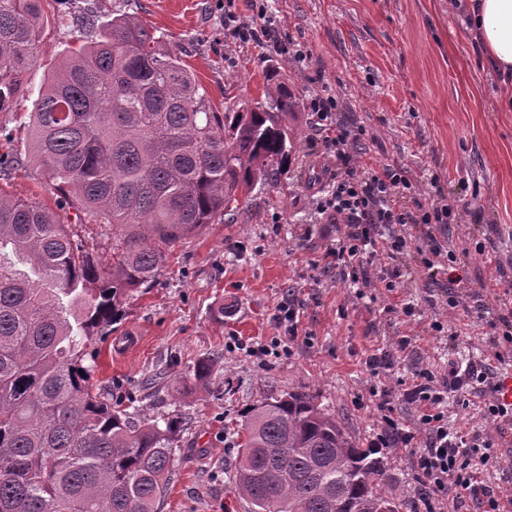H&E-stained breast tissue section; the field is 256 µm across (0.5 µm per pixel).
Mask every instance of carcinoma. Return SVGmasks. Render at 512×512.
Here are the masks:
<instances>
[{"instance_id":"carcinoma-1","label":"carcinoma","mask_w":512,"mask_h":512,"mask_svg":"<svg viewBox=\"0 0 512 512\" xmlns=\"http://www.w3.org/2000/svg\"><path fill=\"white\" fill-rule=\"evenodd\" d=\"M41 0H0V112L26 92ZM40 88L33 158L66 202L126 228L112 266L44 205L0 195V512H158L176 422L137 420L94 391L91 344L122 298L153 280L164 250L273 180L296 101L269 72V106L213 110L167 37L122 13L94 25ZM234 488L251 512H401L386 469L304 392L253 406L238 426Z\"/></svg>"}]
</instances>
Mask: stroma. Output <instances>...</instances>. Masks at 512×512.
<instances>
[{"instance_id":"stroma-1","label":"stroma","mask_w":512,"mask_h":512,"mask_svg":"<svg viewBox=\"0 0 512 512\" xmlns=\"http://www.w3.org/2000/svg\"><path fill=\"white\" fill-rule=\"evenodd\" d=\"M263 2L281 40L308 54L304 67L262 43L229 40L225 7L248 23L251 0H43L29 92L0 119L25 143L45 77L80 35L74 13L92 8L103 23L123 11L167 35L214 111L264 101L273 68L300 101L327 88L346 120L364 130L358 164L407 171L413 188L402 206L452 203L459 219L444 236L455 260L438 283L423 263L425 227L410 224L402 254L364 259L374 286L357 298L328 255L344 227L316 212L336 161L300 105L282 119L294 146L278 181L256 184L234 215L168 248L159 275L125 294L122 319L96 343L94 384L105 399L136 400L143 417L166 414L180 425L161 512H250L232 484L234 429L246 409L291 390L316 396L357 442L374 444L390 419L411 433L409 443L380 454L405 512H425L415 462L426 432L407 390L422 373L446 377L452 359H473L495 376L512 372V112L492 111L495 83L448 0ZM0 194L60 209L96 259L111 264L118 234L63 206L33 158L0 175ZM450 279L453 305L441 288ZM287 298L297 312L293 334L277 319ZM410 301L412 316L403 312ZM436 321L447 332L432 330ZM280 339L288 352L262 355ZM386 352L393 367L372 373L369 358ZM204 357L213 359V374L207 387H191ZM492 400L489 392L460 391L448 401V427L493 439L497 462L479 478L504 504L512 502V430L487 412Z\"/></svg>"}]
</instances>
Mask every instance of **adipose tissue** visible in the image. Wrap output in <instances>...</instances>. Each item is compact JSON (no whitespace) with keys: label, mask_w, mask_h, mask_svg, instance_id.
Returning a JSON list of instances; mask_svg holds the SVG:
<instances>
[{"label":"adipose tissue","mask_w":512,"mask_h":512,"mask_svg":"<svg viewBox=\"0 0 512 512\" xmlns=\"http://www.w3.org/2000/svg\"><path fill=\"white\" fill-rule=\"evenodd\" d=\"M448 9L467 17L486 67L502 78L500 108L512 112V0H448Z\"/></svg>","instance_id":"adipose-tissue-1"}]
</instances>
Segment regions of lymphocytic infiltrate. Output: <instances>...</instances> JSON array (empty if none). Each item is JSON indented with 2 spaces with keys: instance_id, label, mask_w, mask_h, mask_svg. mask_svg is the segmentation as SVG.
Instances as JSON below:
<instances>
[{
  "instance_id": "f902f5d3",
  "label": "lymphocytic infiltrate",
  "mask_w": 512,
  "mask_h": 512,
  "mask_svg": "<svg viewBox=\"0 0 512 512\" xmlns=\"http://www.w3.org/2000/svg\"><path fill=\"white\" fill-rule=\"evenodd\" d=\"M228 35L236 41L255 39L257 30L267 31L266 45L280 55H287L295 65H303L307 56L303 50L282 44L270 35L271 21L265 7H258L252 25H241L235 15H228ZM305 107L311 123L323 139L326 150L336 158V184L327 195L316 203L320 215L345 227L343 236L331 256L344 267L346 278L357 288L371 287L360 258L374 255L382 243H389L391 254H400L407 246L400 226L421 224L426 226L425 238L429 244L428 267L439 265L444 247L435 232L455 220L452 204L442 201L433 205L416 203L414 209L396 208V195L411 191L413 184L406 170L384 168L382 173L366 175L360 173L353 162L352 149L359 136L354 126L338 116L337 99L318 90L311 91ZM488 372L474 365L449 364L447 380L431 384L415 385L408 398L423 406L421 421L427 427L426 444L419 454L417 466L424 481V502L447 496L453 489L473 494L481 512H499L498 499L483 489L475 479L478 467L493 461V441L479 435L466 440L450 433L444 422V403L449 394L463 386L488 384Z\"/></svg>"
}]
</instances>
